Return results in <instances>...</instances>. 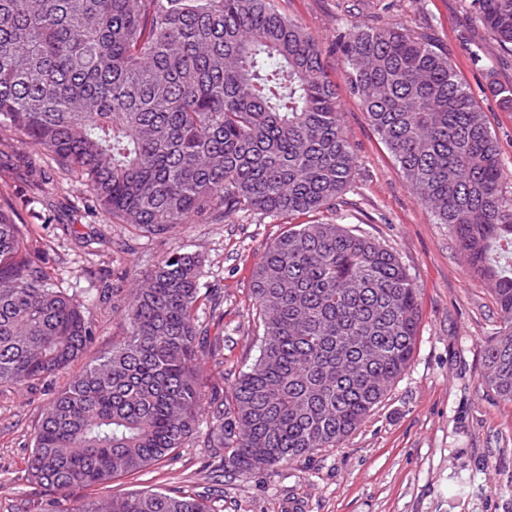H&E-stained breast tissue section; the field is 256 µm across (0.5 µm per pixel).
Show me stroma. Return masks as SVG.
I'll use <instances>...</instances> for the list:
<instances>
[{
  "label": "stroma",
  "instance_id": "1",
  "mask_svg": "<svg viewBox=\"0 0 512 512\" xmlns=\"http://www.w3.org/2000/svg\"><path fill=\"white\" fill-rule=\"evenodd\" d=\"M280 11L324 44L360 21L396 24L433 38L486 114L500 155L512 168V110L487 90L512 83V53L503 51L468 13L464 0H278ZM481 43L482 62L464 48ZM340 85L341 121L354 153V180L332 213L396 252L420 293L421 325L412 361L384 401L338 448L320 449L269 472L231 474L197 440L162 463L106 487L74 490L72 503L113 493L161 488L187 495L211 492L224 512H512V403L485 386L483 347L501 325L487 284L458 251L447 225L435 223L369 125L359 100L345 92L340 55L328 54ZM45 169L44 185L27 177ZM0 195L20 219L49 241L60 288L85 304L94 339L82 363L109 351L124 334L117 310L125 290L176 245L202 254L203 283L212 300L199 315L204 339L221 349L223 367L205 364L206 394L226 396L259 356L250 277L264 248L288 224L312 215L259 216L218 224H185L174 238L142 236L93 214L86 196L62 179L44 152L15 137L0 150ZM118 291L102 304L103 286ZM70 373L32 389L0 388V512H53L52 494L28 477L36 428Z\"/></svg>",
  "mask_w": 512,
  "mask_h": 512
}]
</instances>
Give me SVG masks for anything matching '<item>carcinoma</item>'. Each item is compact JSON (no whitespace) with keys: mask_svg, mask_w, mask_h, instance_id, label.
<instances>
[{"mask_svg":"<svg viewBox=\"0 0 512 512\" xmlns=\"http://www.w3.org/2000/svg\"><path fill=\"white\" fill-rule=\"evenodd\" d=\"M512 53V0H465ZM346 89L416 198L451 229L503 326L483 381L512 403V191L485 113L428 39L356 25L336 37ZM326 48L273 0H0V145L46 151L97 213L154 237L231 216L333 211L351 186ZM489 93L512 110V84ZM35 225L0 199V386L68 371L94 337L57 288ZM201 258L168 251L133 284L125 334L44 408L27 471L58 512H216L158 490L66 504L194 438L224 471L272 470L338 448L413 357L419 290L396 254L334 221L297 224L254 264L259 359L206 400Z\"/></svg>","mask_w":512,"mask_h":512,"instance_id":"carcinoma-1","label":"carcinoma"}]
</instances>
